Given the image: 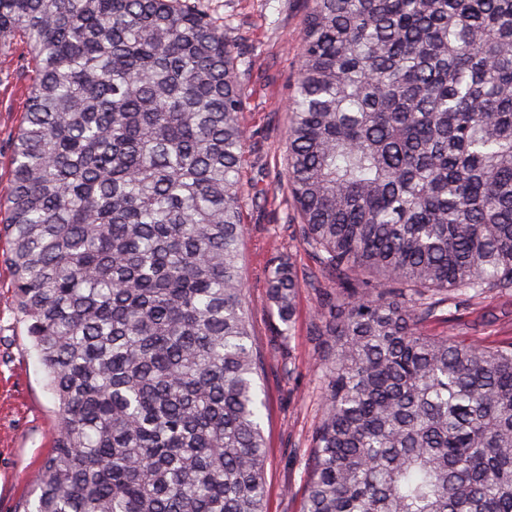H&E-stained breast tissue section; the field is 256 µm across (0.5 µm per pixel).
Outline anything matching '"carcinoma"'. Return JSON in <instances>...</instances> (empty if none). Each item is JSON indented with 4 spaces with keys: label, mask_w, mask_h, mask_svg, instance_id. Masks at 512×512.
<instances>
[{
    "label": "carcinoma",
    "mask_w": 512,
    "mask_h": 512,
    "mask_svg": "<svg viewBox=\"0 0 512 512\" xmlns=\"http://www.w3.org/2000/svg\"><path fill=\"white\" fill-rule=\"evenodd\" d=\"M288 129L322 273L302 512H512V340L434 335L512 290V0H311ZM31 61L0 232L56 404L14 512H264L243 280L244 93L203 0H0ZM301 281L271 258L281 342Z\"/></svg>",
    "instance_id": "carcinoma-1"
}]
</instances>
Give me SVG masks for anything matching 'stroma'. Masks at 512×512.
I'll return each instance as SVG.
<instances>
[{"instance_id":"35a3bbf8","label":"stroma","mask_w":512,"mask_h":512,"mask_svg":"<svg viewBox=\"0 0 512 512\" xmlns=\"http://www.w3.org/2000/svg\"><path fill=\"white\" fill-rule=\"evenodd\" d=\"M309 0H208L239 60L245 103L240 121L248 135L240 169L244 278L266 394V512H301L305 460L321 415L318 350L312 339L320 276L313 255L295 240L287 183L288 99L300 64V35ZM30 67L0 82V196L6 194L13 138L21 124ZM290 256L302 286L284 360L266 294L268 260ZM8 241L0 239V512H12L30 491L31 477L51 445L55 405L45 372L26 334L11 288ZM433 334L478 344L512 338V293L493 294L428 322Z\"/></svg>"}]
</instances>
